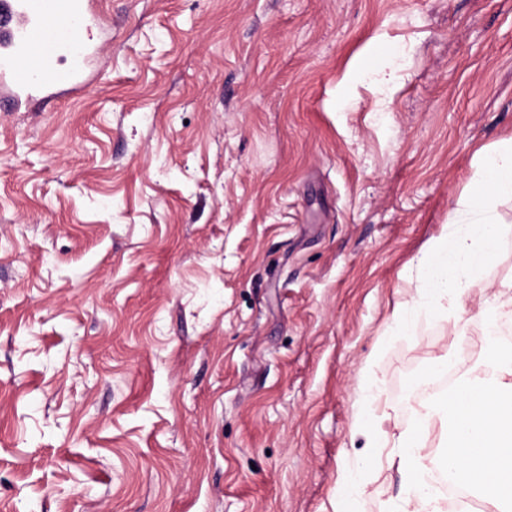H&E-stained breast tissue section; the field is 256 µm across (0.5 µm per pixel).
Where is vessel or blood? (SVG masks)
Returning <instances> with one entry per match:
<instances>
[{
  "mask_svg": "<svg viewBox=\"0 0 512 512\" xmlns=\"http://www.w3.org/2000/svg\"><path fill=\"white\" fill-rule=\"evenodd\" d=\"M97 0H0V101L14 107L79 94L95 74Z\"/></svg>",
  "mask_w": 512,
  "mask_h": 512,
  "instance_id": "1",
  "label": "vessel or blood"
}]
</instances>
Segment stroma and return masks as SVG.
I'll return each mask as SVG.
<instances>
[{"mask_svg":"<svg viewBox=\"0 0 512 512\" xmlns=\"http://www.w3.org/2000/svg\"><path fill=\"white\" fill-rule=\"evenodd\" d=\"M98 8L85 91L0 112V512H335L360 461L387 512L430 358L512 279L505 198L464 303L389 330L512 137V0ZM382 389L374 382H369L362 393L364 409L360 410L354 420L356 433L372 435L381 430L384 421L389 417L386 404L382 402Z\"/></svg>","mask_w":512,"mask_h":512,"instance_id":"obj_1","label":"stroma"}]
</instances>
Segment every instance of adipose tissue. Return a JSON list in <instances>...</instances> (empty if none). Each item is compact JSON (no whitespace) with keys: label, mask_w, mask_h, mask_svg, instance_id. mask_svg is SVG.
<instances>
[{"label":"adipose tissue","mask_w":512,"mask_h":512,"mask_svg":"<svg viewBox=\"0 0 512 512\" xmlns=\"http://www.w3.org/2000/svg\"><path fill=\"white\" fill-rule=\"evenodd\" d=\"M512 197V140L481 155L468 197L448 215L444 233L417 259L412 304L396 311L394 333L423 317H446L461 301L501 239L497 204ZM439 429L438 450L427 446ZM398 466L411 486L391 512H448L431 486L434 473L476 494L486 512H512V345L484 342L450 392L422 405L395 441Z\"/></svg>","instance_id":"1"}]
</instances>
